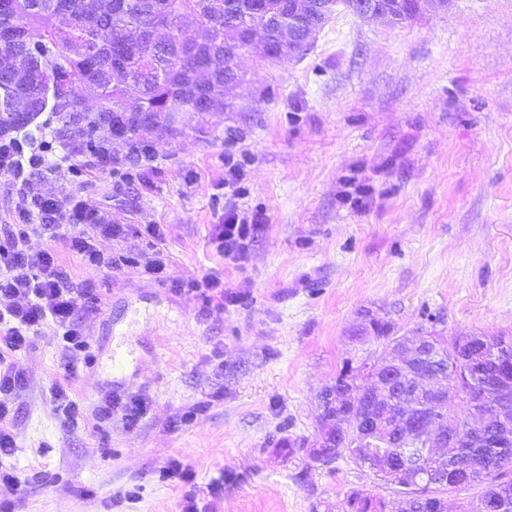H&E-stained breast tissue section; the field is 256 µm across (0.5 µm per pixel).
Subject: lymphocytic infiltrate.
<instances>
[{
  "mask_svg": "<svg viewBox=\"0 0 512 512\" xmlns=\"http://www.w3.org/2000/svg\"><path fill=\"white\" fill-rule=\"evenodd\" d=\"M26 140L0 144V175H15L24 167L44 165L49 142L27 151ZM16 223L0 226V512H8L11 498L22 481L40 480V472L19 478L9 463L17 442L8 422V396L24 385L26 377L14 360L25 351L44 323H53L58 339L70 357L87 353L89 342L78 324L79 313L94 297L92 282L76 283L59 260L55 245L66 240L70 250L87 265L106 266L97 250L98 235H119L120 227L102 223L85 201L62 199L51 192L34 193L30 203L16 208ZM44 240L42 249L28 245L30 237Z\"/></svg>",
  "mask_w": 512,
  "mask_h": 512,
  "instance_id": "obj_1",
  "label": "lymphocytic infiltrate"
}]
</instances>
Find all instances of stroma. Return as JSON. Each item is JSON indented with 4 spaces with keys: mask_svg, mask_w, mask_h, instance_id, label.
I'll use <instances>...</instances> for the list:
<instances>
[{
    "mask_svg": "<svg viewBox=\"0 0 512 512\" xmlns=\"http://www.w3.org/2000/svg\"><path fill=\"white\" fill-rule=\"evenodd\" d=\"M237 68L232 108L177 113L178 135L140 167L57 146L40 173L0 177V224L41 188L127 227L97 240L109 269L58 249L97 286L80 319L90 357L68 375L49 322L19 354L11 463L42 479L12 512H181L190 494L199 512H341L354 489L393 499L350 458L306 453L322 389L381 350L358 335L366 318L414 338L512 336V0H452L396 27L341 8L303 55L251 48ZM230 210L255 226L237 262L214 246ZM158 251L165 283L146 270ZM205 278L228 303L188 291ZM55 383L84 408L79 425L55 415ZM107 392L146 413L100 419ZM174 460L191 482L161 477Z\"/></svg>",
    "mask_w": 512,
    "mask_h": 512,
    "instance_id": "1",
    "label": "stroma"
}]
</instances>
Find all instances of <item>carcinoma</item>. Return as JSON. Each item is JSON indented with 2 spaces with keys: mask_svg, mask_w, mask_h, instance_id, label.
I'll list each match as a JSON object with an SVG mask.
<instances>
[{
  "mask_svg": "<svg viewBox=\"0 0 512 512\" xmlns=\"http://www.w3.org/2000/svg\"><path fill=\"white\" fill-rule=\"evenodd\" d=\"M0 55L25 49L22 70L0 76V141L8 143L27 130L44 112L55 114V138L80 152H93L102 165L137 166L153 157L157 130L174 132L177 112H222L228 107L224 88V45L241 52L249 45L242 33L254 32L269 44L288 35V20L298 29L323 27L336 13V0H0ZM390 25L411 23L424 13L416 0H385ZM207 61L211 76L197 78V61ZM68 90L71 111H56L58 88ZM97 91L100 112H83L79 91ZM30 99L26 122L14 121L10 108ZM126 146L112 155V142ZM376 339L387 348L399 340L388 322L371 321ZM380 352L372 364L347 362L332 385L327 415L335 435L309 449L320 465L347 455L392 486L395 497L407 502L408 512H424L438 500L455 508L453 494L480 488L475 502L483 512H512V450L493 447L491 439L471 440L436 451L417 434H405L404 418L438 417L435 395L423 388L444 383L466 412L453 417L479 421L482 408L498 404L512 410V393L503 392L498 378L512 375V339L476 333L467 347L448 346L432 331L423 358L412 366L392 367L406 397H388L377 405L378 416L391 431L375 432L357 420L340 400L353 387L364 389L381 375ZM344 512H387L384 499L365 490L351 491Z\"/></svg>",
  "mask_w": 512,
  "mask_h": 512,
  "instance_id": "1",
  "label": "carcinoma"
}]
</instances>
